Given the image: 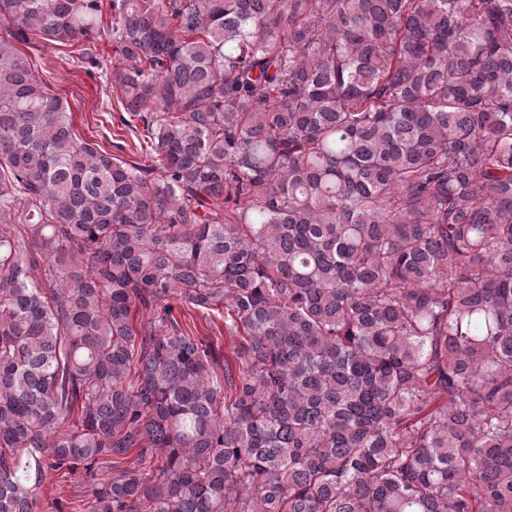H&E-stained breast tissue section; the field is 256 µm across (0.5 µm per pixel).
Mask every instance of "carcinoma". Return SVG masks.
<instances>
[{
	"label": "carcinoma",
	"instance_id": "obj_1",
	"mask_svg": "<svg viewBox=\"0 0 512 512\" xmlns=\"http://www.w3.org/2000/svg\"><path fill=\"white\" fill-rule=\"evenodd\" d=\"M104 31L140 161L18 47ZM18 207L0 512H512V0H0ZM193 319L196 324L195 332L198 333L199 336H211L214 340H216V336H219L222 350L227 351L231 341L230 338L226 337L228 335L224 332L223 318L219 315L212 314L210 317L212 326L202 318L201 314L194 316ZM58 476L48 479L40 489L41 503L40 511L51 512L50 507L55 501H60L62 504L70 502L76 497L88 494L86 483L88 480H81L80 482L62 481ZM49 510V511H48Z\"/></svg>",
	"mask_w": 512,
	"mask_h": 512
}]
</instances>
